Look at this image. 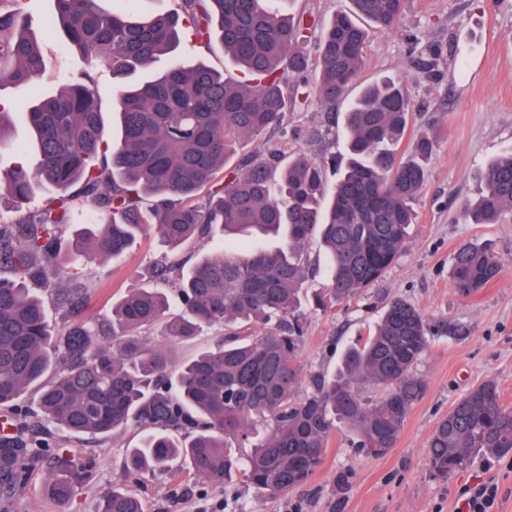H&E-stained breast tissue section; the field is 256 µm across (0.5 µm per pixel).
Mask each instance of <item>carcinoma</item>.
Segmentation results:
<instances>
[{"label": "carcinoma", "mask_w": 512, "mask_h": 512, "mask_svg": "<svg viewBox=\"0 0 512 512\" xmlns=\"http://www.w3.org/2000/svg\"><path fill=\"white\" fill-rule=\"evenodd\" d=\"M48 19L26 0H0V87L28 89L10 108L30 131L34 163L0 168V187L15 217L0 221V512H13L32 468L53 463L47 494L67 502L84 467L52 451L50 434L30 427L39 417L72 435L105 439L136 427L138 446L126 449V473L165 471L185 463L201 479L231 481L241 473L270 496L304 486L323 463L325 448L344 424L354 444L373 457L394 447L406 417L426 391L415 369L432 328L420 311L393 299L366 336L344 352L328 377L298 396L304 338L300 290L317 272L326 280L315 305L356 297L388 272L403 251L416 216L411 201L425 181L431 142L420 137L408 157L399 146L409 122L402 82L365 86L345 112L346 148L332 190L324 165L304 156L278 166L280 155L232 166L244 138L278 127L288 101L309 95L307 78L283 90L280 65L307 68L309 27L289 14L293 0H181L180 11L137 16L99 0H53ZM352 8L323 29L314 88L334 102L355 82L372 29L393 31L406 0H350ZM201 42L216 40L244 81L224 77L179 55L183 23ZM60 32L87 68L57 89L37 81L46 69L42 33ZM162 69L155 68L161 58ZM107 63L126 80L116 90L115 127L106 124L93 91L96 66ZM0 106V154L11 148L12 122ZM224 172V182L215 181ZM478 198L463 216L496 224L512 214V149L479 173ZM206 191L204 202L194 199ZM45 197L36 209L27 203ZM77 210L102 213L104 224H74ZM153 233L166 247L156 260L178 292L170 311L153 288L129 291L112 306V344L101 330L75 319L87 299L79 268L103 264ZM221 236L193 264L183 248ZM318 240L324 268L307 249ZM502 272L485 246L468 243L453 255L451 279L463 297ZM68 317L50 321L45 298ZM221 325L225 337L178 370L166 351L140 336L188 339ZM264 326L262 334L252 328ZM53 380L43 382L50 371ZM363 386L382 390L364 401ZM249 448L247 455L236 453ZM512 452V409L489 379L459 400L428 442L434 475L446 478L474 453ZM101 512H144L141 500L114 487Z\"/></svg>", "instance_id": "carcinoma-1"}]
</instances>
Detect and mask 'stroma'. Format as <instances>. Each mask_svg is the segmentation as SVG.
<instances>
[{
	"label": "stroma",
	"mask_w": 512,
	"mask_h": 512,
	"mask_svg": "<svg viewBox=\"0 0 512 512\" xmlns=\"http://www.w3.org/2000/svg\"><path fill=\"white\" fill-rule=\"evenodd\" d=\"M349 8V0H296L293 11L309 24L314 43L330 19ZM413 34L437 49L436 75L416 77L421 57L412 51ZM44 47V86L56 87L62 76L84 69L82 58L57 36H46ZM181 58L205 62L231 79L242 77L215 43L185 37ZM387 77L403 80L410 105L400 154H410L420 136L433 143L424 184L412 202L417 219L385 277L351 301L315 309L310 298L324 281H304L307 322L300 361L304 380L330 375L344 351L378 322L388 300L415 305L433 331L416 368L428 390L410 410L394 448L382 457L369 456L353 447L348 428L337 426L321 468L307 484L273 498L240 479L225 486L202 481L179 463L167 472L126 474V451L140 438L136 429L103 440L56 428L55 441L83 462L85 480L61 506L43 495L45 471L36 469L15 512H99L103 496L116 484L137 495L145 512H455L460 492L482 481L499 488L494 512H512V454L474 455L445 479L433 475L427 456L440 419L485 380L498 383L504 405L512 408V218L472 224L461 215L463 202L481 190L483 166L512 148V0H407L399 30L372 32L364 66L345 98L326 104L313 94L306 104L289 106L281 127L247 138L235 157L270 148L317 160L340 155L345 110L361 87ZM469 242L489 246L504 268L489 287L464 298L453 288L450 270L456 250ZM162 249L158 238L146 235L123 257L86 268L90 294L80 318L111 327L113 301L132 288L163 287L153 271ZM221 335V329L207 328L190 341L156 332L150 339L167 350L177 368Z\"/></svg>",
	"instance_id": "stroma-1"
}]
</instances>
